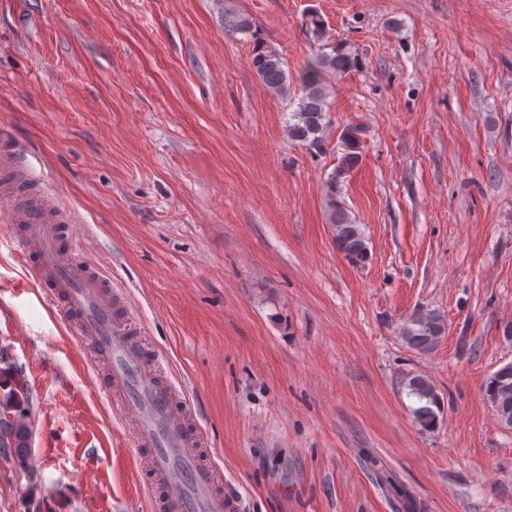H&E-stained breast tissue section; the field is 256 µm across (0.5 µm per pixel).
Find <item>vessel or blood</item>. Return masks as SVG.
<instances>
[{"mask_svg":"<svg viewBox=\"0 0 512 512\" xmlns=\"http://www.w3.org/2000/svg\"><path fill=\"white\" fill-rule=\"evenodd\" d=\"M27 179L25 167L0 153V200L11 204L17 251L57 317L89 345L94 363L105 365L102 390L132 425L129 437L143 452L154 512H236L237 501L223 492L221 468L177 405L180 391L166 377L165 354L148 351L124 289L80 259L70 209L53 198L41 208L12 203L15 187Z\"/></svg>","mask_w":512,"mask_h":512,"instance_id":"vessel-or-blood-1","label":"vessel or blood"}]
</instances>
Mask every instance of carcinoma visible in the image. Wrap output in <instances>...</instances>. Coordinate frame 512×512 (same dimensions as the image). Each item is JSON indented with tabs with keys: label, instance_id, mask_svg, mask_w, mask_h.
Listing matches in <instances>:
<instances>
[{
	"label": "carcinoma",
	"instance_id": "obj_1",
	"mask_svg": "<svg viewBox=\"0 0 512 512\" xmlns=\"http://www.w3.org/2000/svg\"><path fill=\"white\" fill-rule=\"evenodd\" d=\"M302 27L314 47V55L299 74L302 96L292 112L293 122L288 124L291 140L307 147H319L326 127L328 87L338 76H345L359 65L357 55L346 43L331 38L323 19L315 12L308 13ZM251 65L267 90L277 96L288 95L290 77L286 61L275 48L263 39H254ZM343 156L336 170L325 182V212L331 225L338 249L354 265H363L369 258L367 237L360 224L341 199L342 177L357 167L362 159L358 128L351 127L342 135ZM448 332L445 318L437 311L425 310L414 313L402 331L406 346L420 353L437 347ZM402 387L414 399L413 409L417 423L423 428H432L438 422L441 409L435 386L421 373L406 376ZM483 396L495 412L498 423L512 428V367L498 368L486 380ZM27 389L20 382L13 383L10 390L0 396V456L3 449L13 448L20 455L27 448L31 437V420L27 407Z\"/></svg>",
	"mask_w": 512,
	"mask_h": 512
}]
</instances>
